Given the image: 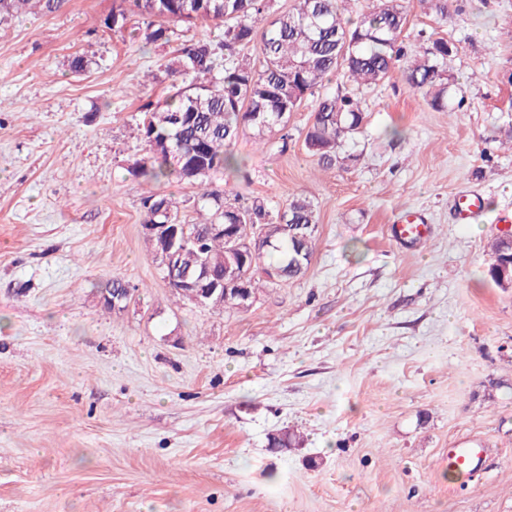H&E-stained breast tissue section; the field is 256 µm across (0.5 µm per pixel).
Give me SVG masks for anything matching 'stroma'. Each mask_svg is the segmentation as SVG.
I'll use <instances>...</instances> for the list:
<instances>
[{
	"label": "stroma",
	"instance_id": "stroma-1",
	"mask_svg": "<svg viewBox=\"0 0 512 512\" xmlns=\"http://www.w3.org/2000/svg\"><path fill=\"white\" fill-rule=\"evenodd\" d=\"M128 0H64L0 22V512H512V288L488 277L512 233V0H418L403 42L448 39V109L400 72L361 94L347 169L304 145L313 98L280 134L243 132L220 185L241 204L318 211L305 273L242 308L179 297L145 240L142 199L196 219L200 185L130 172L149 147L175 43L105 20ZM86 56V71L71 61ZM486 209L456 221L454 200ZM421 214L404 246L388 227ZM119 278L130 298L103 299ZM290 430L301 442L270 447ZM487 450L460 482L450 448ZM484 208V199L481 195L475 193H462L459 195L456 203L457 219L466 224L476 214ZM389 231L392 238L400 243H417L427 237L428 226L420 215L408 211L395 224H391ZM489 249L492 253L493 261L489 267L488 274L490 279L498 286L499 283L496 279V268L498 265H508L509 270L512 271V250L504 245V241L500 238H495L489 243Z\"/></svg>",
	"mask_w": 512,
	"mask_h": 512
}]
</instances>
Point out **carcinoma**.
Segmentation results:
<instances>
[{
    "instance_id": "carcinoma-1",
    "label": "carcinoma",
    "mask_w": 512,
    "mask_h": 512,
    "mask_svg": "<svg viewBox=\"0 0 512 512\" xmlns=\"http://www.w3.org/2000/svg\"><path fill=\"white\" fill-rule=\"evenodd\" d=\"M146 19L143 36L148 43L170 40L169 22L210 21L224 27V42L217 47L189 39L175 50L166 66L172 77L164 104L143 112L138 124L149 145L148 155L135 160L133 173L149 183L172 178L185 180L188 165L200 158L208 173L204 183L235 164L228 152L240 133L249 129L262 140L284 129L288 113L305 96L322 86L333 73L344 72L357 88H370L387 79L395 64L403 63L402 77L410 89L422 93L437 111L448 107L444 73L448 57L457 47L443 37L429 35L422 50L407 55L402 34L407 23V0H376L357 20L345 16L340 0H295V5L273 19L267 18L269 0H132ZM62 0H0V20L39 9L53 12ZM260 38V65L239 52ZM366 115L349 92L316 99L312 122L304 142L318 165L344 168L357 161L346 146L363 133ZM144 223L179 224L176 203L152 193L143 198ZM202 215L186 224L188 236L201 242L188 244L180 265L164 272L172 289L185 275L203 269L224 272L228 239L244 241L259 224L268 225L271 246L246 257L245 287H260L259 271L275 269L280 280L299 277L307 269L315 248L318 224L316 205L296 196L283 213L271 214L259 200L249 207L228 201L227 192L206 186L199 198ZM224 225L214 233L210 225ZM289 225L288 234L279 225ZM493 261L488 274L496 280V266L512 271V250L496 238L489 243Z\"/></svg>"
}]
</instances>
